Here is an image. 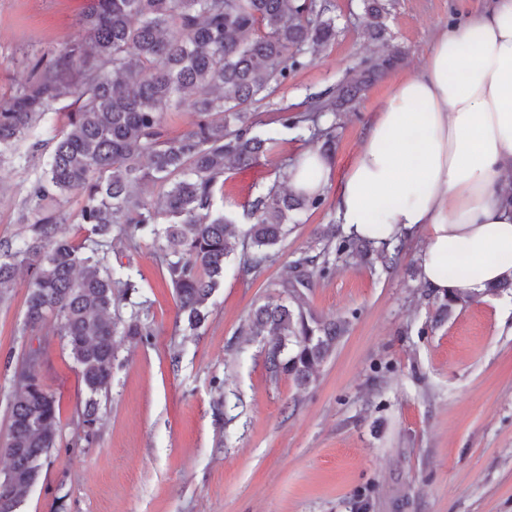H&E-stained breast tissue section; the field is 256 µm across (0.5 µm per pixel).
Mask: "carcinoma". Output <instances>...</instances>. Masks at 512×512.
Listing matches in <instances>:
<instances>
[{
	"instance_id": "carcinoma-1",
	"label": "carcinoma",
	"mask_w": 512,
	"mask_h": 512,
	"mask_svg": "<svg viewBox=\"0 0 512 512\" xmlns=\"http://www.w3.org/2000/svg\"><path fill=\"white\" fill-rule=\"evenodd\" d=\"M369 33L382 31L384 0H363ZM325 0H96L84 36L57 52L28 59L29 81L0 98V162L27 140L55 105L62 124L30 144L27 159L49 155L28 189L21 232L0 238V303L20 270L26 281L24 329L47 320L57 326L87 391L76 411L77 440L92 443L100 421L97 396L112 384L116 337L153 335L141 315L139 271L112 266V254L152 240L185 329L207 320L209 301L224 285L226 259L237 238L234 217L214 206L224 174L268 154L274 138L254 132L255 105L271 98L309 54L336 40ZM397 53L377 55L336 86L307 102L303 112L278 110L276 122L307 129L325 157L335 145L336 122L366 87L393 68ZM184 99L194 119L177 138L164 131L166 112ZM76 196L75 217L61 201ZM324 198L273 185L248 203L253 219L244 234L243 261L260 271L288 236L289 214L317 209ZM77 225L70 231L67 225ZM331 244L288 266L274 283L279 296L254 307L247 329L264 339V363L274 376L307 387L346 324L318 318L306 294L328 270ZM337 251L363 259L366 239L343 237ZM50 339L38 340L13 367L8 406V487L0 512H19L40 479L44 460L61 437L59 405L34 373Z\"/></svg>"
}]
</instances>
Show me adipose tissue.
Listing matches in <instances>:
<instances>
[{
    "mask_svg": "<svg viewBox=\"0 0 512 512\" xmlns=\"http://www.w3.org/2000/svg\"><path fill=\"white\" fill-rule=\"evenodd\" d=\"M333 170L309 148L288 185L332 194L346 235L421 237L425 287L478 295L512 278V0L449 23L394 84L341 179Z\"/></svg>",
    "mask_w": 512,
    "mask_h": 512,
    "instance_id": "adipose-tissue-1",
    "label": "adipose tissue"
}]
</instances>
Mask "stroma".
<instances>
[{"mask_svg": "<svg viewBox=\"0 0 512 512\" xmlns=\"http://www.w3.org/2000/svg\"><path fill=\"white\" fill-rule=\"evenodd\" d=\"M90 6L0 0V94L27 79V56L81 34ZM328 6L335 42L258 106L261 130L278 137L273 153L224 176V199L235 203L239 225L248 222L244 204L308 146L307 132L277 125V108L303 110L308 97L377 51H399L402 62L336 120L333 163L343 174L394 82L426 60L449 20L482 3L391 0L380 41L364 28L361 0ZM41 172L37 163L0 166V238L18 232L22 200ZM294 220L260 275L244 274L232 254L208 320L185 336L175 332L176 301L152 242L142 241L131 260L153 334L143 342L119 338L93 443L52 449L20 512H512V291L442 318L436 294L419 279L417 240L388 268L331 255L308 304L349 329L303 389L272 378L261 340L242 333L252 306L274 296L285 266L320 251L336 213L327 199ZM25 300L20 283L0 304V444L13 397L4 360L21 358L41 335L53 343L39 378L60 402L68 440L81 378L53 323L23 333Z\"/></svg>", "mask_w": 512, "mask_h": 512, "instance_id": "stroma-1", "label": "stroma"}]
</instances>
